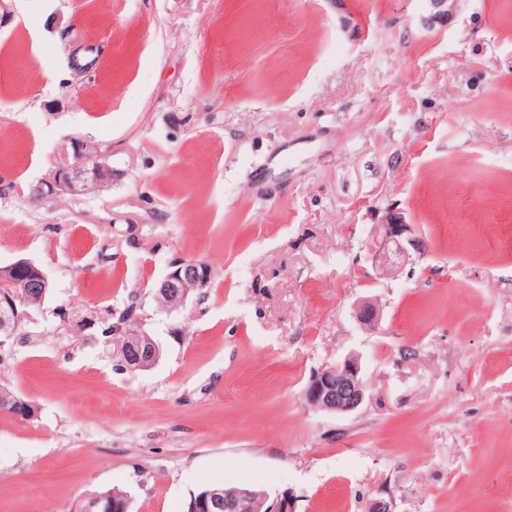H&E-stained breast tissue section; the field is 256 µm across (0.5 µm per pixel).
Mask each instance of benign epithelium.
Masks as SVG:
<instances>
[{
  "mask_svg": "<svg viewBox=\"0 0 512 512\" xmlns=\"http://www.w3.org/2000/svg\"><path fill=\"white\" fill-rule=\"evenodd\" d=\"M459 2L432 0L433 18L450 16ZM107 169L105 164L91 168H62L54 174L50 186L55 193L77 194L86 183L102 179ZM380 233L382 242L376 253V262L383 268L394 270L406 261L405 245H414V239L408 237L411 225L391 212L384 224L380 225ZM208 284V272L203 270V266L193 262H179L160 280L159 294L166 297L175 309L182 306L191 294L203 291ZM49 288L46 274L30 259L20 258L0 268V347L19 335L27 317L25 301L33 296L43 301ZM359 317L364 324L375 327L379 322L378 308L374 303L366 301L359 310ZM114 335L124 368L145 370L159 360L160 348L151 336L130 328L116 330ZM302 398L308 407L315 410L339 414H350L358 410L366 399L360 358L352 355L334 366H325L314 372ZM0 410L11 414L18 410L27 418L37 415V408L33 404L15 395L3 398ZM200 508L205 512H227L233 505L224 499V491L215 487L203 491L200 498L194 501L193 512H198Z\"/></svg>",
  "mask_w": 512,
  "mask_h": 512,
  "instance_id": "benign-epithelium-1",
  "label": "benign epithelium"
}]
</instances>
